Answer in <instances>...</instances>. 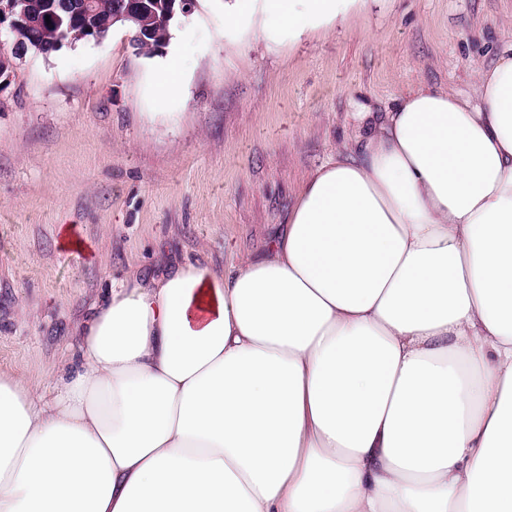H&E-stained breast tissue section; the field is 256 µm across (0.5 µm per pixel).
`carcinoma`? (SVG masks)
<instances>
[{
  "label": "carcinoma",
  "mask_w": 512,
  "mask_h": 512,
  "mask_svg": "<svg viewBox=\"0 0 512 512\" xmlns=\"http://www.w3.org/2000/svg\"><path fill=\"white\" fill-rule=\"evenodd\" d=\"M152 8L139 12L132 32H139L144 39L137 41L139 54L151 56L169 36L173 18L167 8V0H149ZM51 0H29L28 22L18 31L17 38L23 43H41L51 46L64 35L75 44L92 38V33L108 34L112 25L108 19L116 11L118 0H95L96 10L88 14H69L49 10ZM50 21H45V16Z\"/></svg>",
  "instance_id": "obj_1"
}]
</instances>
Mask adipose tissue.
<instances>
[{"mask_svg": "<svg viewBox=\"0 0 512 512\" xmlns=\"http://www.w3.org/2000/svg\"><path fill=\"white\" fill-rule=\"evenodd\" d=\"M370 0H231L224 37ZM418 86L226 269L114 286L52 389L0 374V512H512V44Z\"/></svg>", "mask_w": 512, "mask_h": 512, "instance_id": "1", "label": "adipose tissue"}]
</instances>
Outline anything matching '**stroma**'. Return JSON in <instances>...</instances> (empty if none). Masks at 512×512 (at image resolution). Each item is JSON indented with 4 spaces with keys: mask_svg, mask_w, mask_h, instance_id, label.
<instances>
[{
    "mask_svg": "<svg viewBox=\"0 0 512 512\" xmlns=\"http://www.w3.org/2000/svg\"><path fill=\"white\" fill-rule=\"evenodd\" d=\"M174 31L185 83L170 121L155 59L123 27L26 55L0 87L1 375L46 384L132 271L261 251L307 177L365 135L360 113L420 85L472 92L471 69L512 40V0H372L276 52L259 36L226 48L224 0Z\"/></svg>",
    "mask_w": 512,
    "mask_h": 512,
    "instance_id": "stroma-1",
    "label": "stroma"
}]
</instances>
